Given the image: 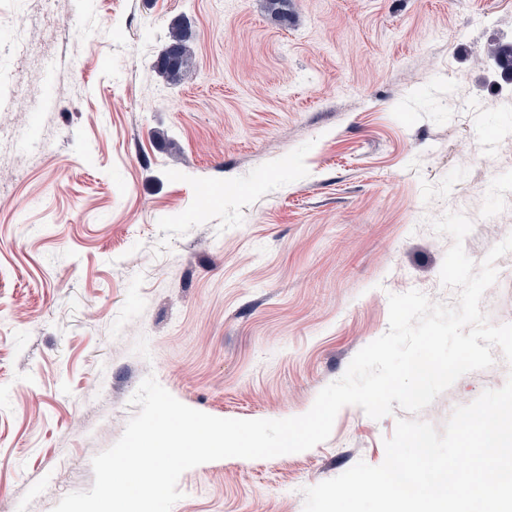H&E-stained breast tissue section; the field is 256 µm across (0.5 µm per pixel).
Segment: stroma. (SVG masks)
I'll list each match as a JSON object with an SVG mask.
<instances>
[{
    "instance_id": "obj_1",
    "label": "stroma",
    "mask_w": 512,
    "mask_h": 512,
    "mask_svg": "<svg viewBox=\"0 0 512 512\" xmlns=\"http://www.w3.org/2000/svg\"><path fill=\"white\" fill-rule=\"evenodd\" d=\"M0 0V512L89 490L146 376L220 418L305 414L388 329V296L455 303L473 222L512 234V0ZM190 78L153 70L174 22ZM481 308L512 323V253ZM460 377L418 414L501 388ZM403 409L185 471L172 512H303V488L385 459Z\"/></svg>"
}]
</instances>
